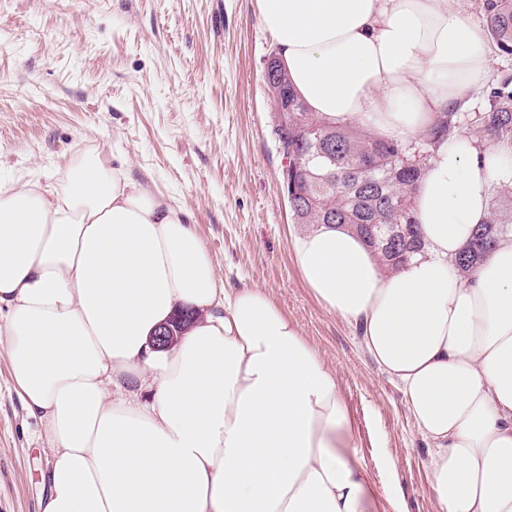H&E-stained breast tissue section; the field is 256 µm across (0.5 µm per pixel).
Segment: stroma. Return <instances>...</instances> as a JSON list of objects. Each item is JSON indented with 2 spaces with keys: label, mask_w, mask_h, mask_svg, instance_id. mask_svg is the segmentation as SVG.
I'll return each mask as SVG.
<instances>
[{
  "label": "stroma",
  "mask_w": 512,
  "mask_h": 512,
  "mask_svg": "<svg viewBox=\"0 0 512 512\" xmlns=\"http://www.w3.org/2000/svg\"><path fill=\"white\" fill-rule=\"evenodd\" d=\"M276 49L259 0H0V187L46 182L95 153L125 159L187 212L225 286L262 291L334 370L376 512H441L406 397L296 263L302 227L282 193L264 83ZM506 78L512 57L490 50L460 130ZM39 432L1 343L0 512H41L50 451Z\"/></svg>",
  "instance_id": "1"
}]
</instances>
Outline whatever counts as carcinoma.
Segmentation results:
<instances>
[{
	"mask_svg": "<svg viewBox=\"0 0 512 512\" xmlns=\"http://www.w3.org/2000/svg\"><path fill=\"white\" fill-rule=\"evenodd\" d=\"M483 10L497 50L512 56V0H484ZM281 89L288 93V126L277 125L274 133L287 135L293 146L289 177L295 204L289 209L294 223L308 231L322 224L347 228L373 249L388 273L423 252L425 243L412 219L414 196L432 148L457 133L458 113H441L427 137L404 144L318 117L298 98L286 71ZM490 97V111L473 117L472 136L507 144L512 141V82L496 84ZM511 232L490 215L455 257L459 273L468 275Z\"/></svg>",
	"mask_w": 512,
	"mask_h": 512,
	"instance_id": "obj_1",
	"label": "carcinoma"
}]
</instances>
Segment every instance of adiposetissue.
<instances>
[{
	"label": "adipose tissue",
	"mask_w": 512,
	"mask_h": 512,
	"mask_svg": "<svg viewBox=\"0 0 512 512\" xmlns=\"http://www.w3.org/2000/svg\"><path fill=\"white\" fill-rule=\"evenodd\" d=\"M456 0H261L309 110L411 143L487 78ZM512 157L466 133L414 197L426 248L383 272L324 225L293 242L315 298L402 390L442 512H512V234L461 276ZM181 341L151 338L174 312ZM0 314L50 447L43 512H371L333 372L261 291L228 293L180 208L96 155L60 186L0 188Z\"/></svg>",
	"instance_id": "ef3b65f1"
}]
</instances>
